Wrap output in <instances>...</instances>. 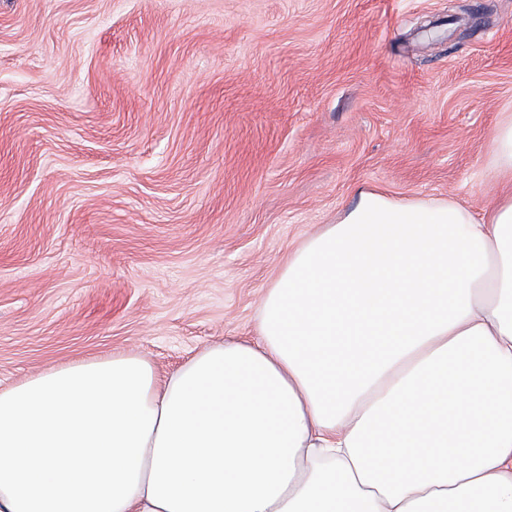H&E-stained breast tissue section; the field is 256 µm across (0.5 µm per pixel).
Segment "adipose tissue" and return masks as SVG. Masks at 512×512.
<instances>
[{
	"mask_svg": "<svg viewBox=\"0 0 512 512\" xmlns=\"http://www.w3.org/2000/svg\"><path fill=\"white\" fill-rule=\"evenodd\" d=\"M0 512H512V195L361 190L257 338L0 388Z\"/></svg>",
	"mask_w": 512,
	"mask_h": 512,
	"instance_id": "ef3b65f1",
	"label": "adipose tissue"
}]
</instances>
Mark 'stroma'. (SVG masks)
<instances>
[{
	"instance_id": "1",
	"label": "stroma",
	"mask_w": 512,
	"mask_h": 512,
	"mask_svg": "<svg viewBox=\"0 0 512 512\" xmlns=\"http://www.w3.org/2000/svg\"><path fill=\"white\" fill-rule=\"evenodd\" d=\"M512 0H0V387L258 334L357 201L487 210Z\"/></svg>"
}]
</instances>
